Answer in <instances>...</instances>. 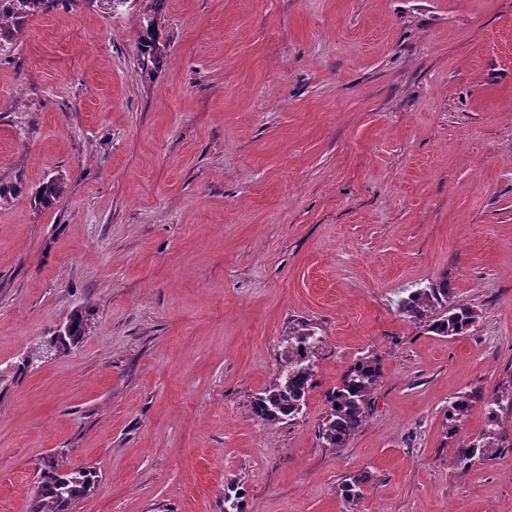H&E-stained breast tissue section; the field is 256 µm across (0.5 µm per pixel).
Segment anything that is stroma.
I'll list each match as a JSON object with an SVG mask.
<instances>
[{"label": "stroma", "instance_id": "obj_1", "mask_svg": "<svg viewBox=\"0 0 512 512\" xmlns=\"http://www.w3.org/2000/svg\"><path fill=\"white\" fill-rule=\"evenodd\" d=\"M151 6L53 0L0 44V512L51 457L96 473L70 512H512L511 450L452 466L512 377V0H165L157 67ZM443 279L466 335L397 310ZM303 324L307 405L261 423ZM365 357L372 411L323 447ZM138 43L140 53L144 60L154 65L160 62L166 46L160 43V32L157 19L154 15L147 14L140 19ZM380 375L376 361L359 360L327 393V414L319 425L318 437L328 448L342 447L365 424L372 409V392ZM472 398L470 394L460 395L449 405L447 419L450 428L454 431H458L460 426L463 425L465 418L468 416L472 407Z\"/></svg>", "mask_w": 512, "mask_h": 512}]
</instances>
